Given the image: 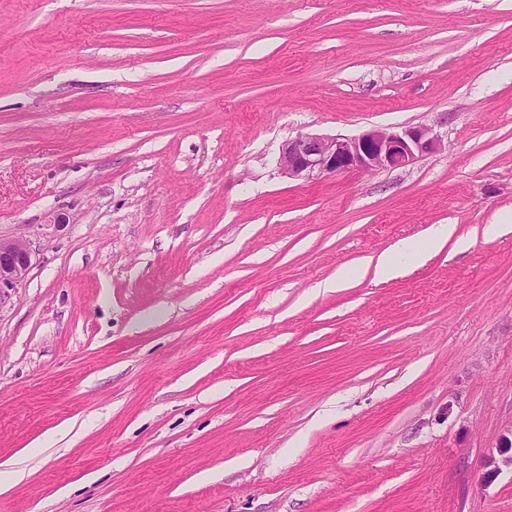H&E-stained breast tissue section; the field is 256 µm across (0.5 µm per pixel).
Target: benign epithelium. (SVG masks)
<instances>
[{"instance_id": "benign-epithelium-1", "label": "benign epithelium", "mask_w": 512, "mask_h": 512, "mask_svg": "<svg viewBox=\"0 0 512 512\" xmlns=\"http://www.w3.org/2000/svg\"><path fill=\"white\" fill-rule=\"evenodd\" d=\"M442 136L426 125L370 128L357 136L299 134L281 148L278 165L293 179L313 183L350 170L378 171L405 168L440 150ZM35 258L31 243L0 239V307L26 277ZM490 456L488 478L512 469V427L501 434Z\"/></svg>"}]
</instances>
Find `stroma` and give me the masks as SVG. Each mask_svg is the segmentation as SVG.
Masks as SVG:
<instances>
[{
    "label": "stroma",
    "instance_id": "stroma-1",
    "mask_svg": "<svg viewBox=\"0 0 512 512\" xmlns=\"http://www.w3.org/2000/svg\"><path fill=\"white\" fill-rule=\"evenodd\" d=\"M509 210L512 0H0V512H512ZM442 146V136L426 125L374 127L352 137L305 133L282 146L278 165L288 178L313 183L350 170L405 168ZM455 225L438 224L433 227L428 240L424 244L405 241L401 245L402 254L409 258H419L426 249H439L443 247L453 236ZM34 258L30 242L0 239V307L9 302L11 292L23 282ZM495 448H498V457L493 453L487 460V466L491 467L487 473L489 480L500 474L502 467L512 472V426L501 434Z\"/></svg>",
    "mask_w": 512,
    "mask_h": 512
}]
</instances>
